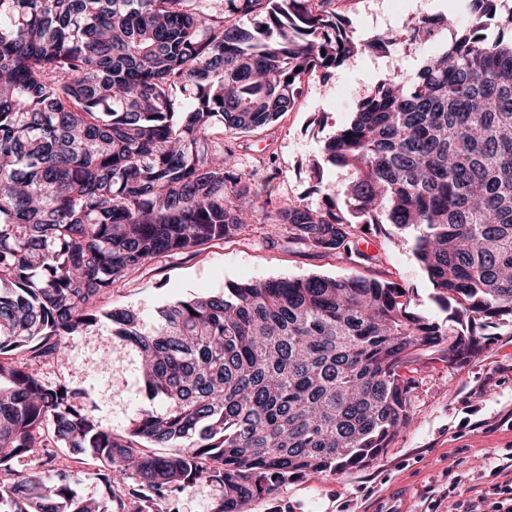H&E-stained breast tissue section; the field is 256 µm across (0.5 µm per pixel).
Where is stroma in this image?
<instances>
[{
  "label": "stroma",
  "instance_id": "1",
  "mask_svg": "<svg viewBox=\"0 0 512 512\" xmlns=\"http://www.w3.org/2000/svg\"><path fill=\"white\" fill-rule=\"evenodd\" d=\"M468 0H342L340 7L368 33L410 31L426 16L468 22ZM421 59L407 44L385 52L366 51L330 80L306 77L294 108L268 131L241 137L240 172L268 182L274 198L303 199L317 207L325 196L344 201L350 173L326 167L315 183L309 165L320 159L326 137L384 74L405 77ZM274 157V166L263 163ZM363 259L339 258L286 244L282 226L264 220L249 224L231 239L215 241L193 255L169 254L128 273L104 300L107 309L138 310L146 328L156 311L199 295L223 294L226 284L304 277L362 276L399 282L414 291L418 308L438 320L446 314L431 300V286L412 253L411 243L396 242L369 228L356 239ZM64 358L17 355L26 371L50 385H66L90 419L118 435L126 434L144 398L137 352L99 322L62 339ZM411 424L372 463L342 473L326 472L282 484L255 501L248 512H450L465 489H487L492 480L512 479L503 456L512 452V324L495 329L489 344L466 364L414 365L411 373ZM499 469L491 478V469ZM47 474H75L73 488L83 499L108 500L110 491L90 454L55 449Z\"/></svg>",
  "mask_w": 512,
  "mask_h": 512
}]
</instances>
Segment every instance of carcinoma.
I'll use <instances>...</instances> for the list:
<instances>
[{
	"label": "carcinoma",
	"instance_id": "1",
	"mask_svg": "<svg viewBox=\"0 0 512 512\" xmlns=\"http://www.w3.org/2000/svg\"><path fill=\"white\" fill-rule=\"evenodd\" d=\"M470 2L439 49L446 18L361 34L335 0H0V470L31 465L0 481V512H160L199 482L222 488L213 512H245L295 475L373 461L410 425L403 370L461 366L512 323V36L486 34L512 30V9ZM403 41L419 68L376 80L324 141L323 161L350 171L353 219L330 197L277 204L238 171L235 141L289 111L306 76ZM259 215L338 256L360 224L411 234L446 319L396 282L327 275L229 283L159 310L153 331L97 309L147 260ZM102 317L147 362L126 436L8 358L58 354ZM49 429L119 493L45 479Z\"/></svg>",
	"mask_w": 512,
	"mask_h": 512
}]
</instances>
